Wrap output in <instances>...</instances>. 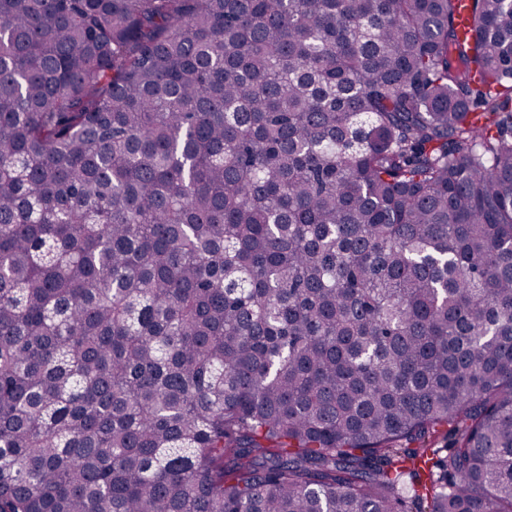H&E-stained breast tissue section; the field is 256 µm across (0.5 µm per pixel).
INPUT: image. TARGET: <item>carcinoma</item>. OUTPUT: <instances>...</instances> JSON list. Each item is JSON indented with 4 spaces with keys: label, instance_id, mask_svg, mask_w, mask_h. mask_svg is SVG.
Wrapping results in <instances>:
<instances>
[{
    "label": "carcinoma",
    "instance_id": "cac0c4a2",
    "mask_svg": "<svg viewBox=\"0 0 512 512\" xmlns=\"http://www.w3.org/2000/svg\"><path fill=\"white\" fill-rule=\"evenodd\" d=\"M471 4L0 0V512H512Z\"/></svg>",
    "mask_w": 512,
    "mask_h": 512
}]
</instances>
